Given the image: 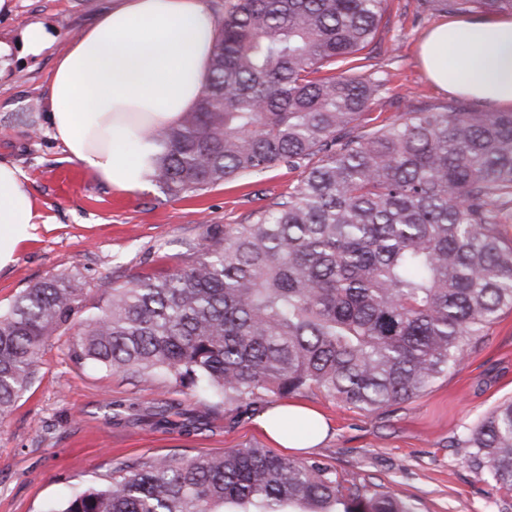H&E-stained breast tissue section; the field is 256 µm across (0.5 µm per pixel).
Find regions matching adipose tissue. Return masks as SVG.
<instances>
[{"label":"adipose tissue","instance_id":"obj_1","mask_svg":"<svg viewBox=\"0 0 512 512\" xmlns=\"http://www.w3.org/2000/svg\"><path fill=\"white\" fill-rule=\"evenodd\" d=\"M217 24L204 0H114L70 36L49 81L44 124L66 160L80 163L115 192L143 189L159 152L150 134L177 126L205 89ZM56 38L30 22L17 43L0 41V72L15 51L37 57ZM420 57L436 86L491 109L512 108V17L443 23L425 37ZM44 218L19 166L0 159V271L17 260ZM261 426L282 447L300 451L326 435L321 414L276 405Z\"/></svg>","mask_w":512,"mask_h":512}]
</instances>
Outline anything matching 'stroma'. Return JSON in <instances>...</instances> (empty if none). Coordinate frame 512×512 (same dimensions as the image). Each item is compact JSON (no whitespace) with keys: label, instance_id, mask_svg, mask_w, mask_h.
<instances>
[{"label":"stroma","instance_id":"stroma-1","mask_svg":"<svg viewBox=\"0 0 512 512\" xmlns=\"http://www.w3.org/2000/svg\"><path fill=\"white\" fill-rule=\"evenodd\" d=\"M111 0H16L0 19V40L13 42L22 27H55L57 46L92 24ZM418 0H388L374 42L363 55L384 85L366 115L368 127L391 121L405 105H441L452 93L435 86L420 62L430 28L451 21ZM54 52L22 55L0 73V157L30 179L45 224L0 273V311L35 283L71 276L88 306L103 304L114 285L141 272L166 273L200 254L207 225L245 221L273 197L288 192L301 170L275 166L177 199L158 183L119 195L86 178L58 198L52 178L60 148L43 124ZM76 329L58 333L42 349L32 386L0 417V512H48L74 491L102 483L117 460L156 456L220 455L230 448H282L260 428L261 406L228 411L200 393L164 378L142 379L78 361ZM512 396V311L502 312L462 366L450 369L424 394L366 412L320 393L296 396L318 410L329 430L305 457L338 470L396 486L417 512H505L490 476L476 475L452 443L500 401Z\"/></svg>","mask_w":512,"mask_h":512}]
</instances>
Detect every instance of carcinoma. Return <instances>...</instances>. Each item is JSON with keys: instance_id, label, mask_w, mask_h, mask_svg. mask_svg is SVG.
I'll list each match as a JSON object with an SVG mask.
<instances>
[{"instance_id": "carcinoma-1", "label": "carcinoma", "mask_w": 512, "mask_h": 512, "mask_svg": "<svg viewBox=\"0 0 512 512\" xmlns=\"http://www.w3.org/2000/svg\"><path fill=\"white\" fill-rule=\"evenodd\" d=\"M512 14V0H435ZM387 0H224L195 110L155 134L175 198L304 169L243 224L208 226L201 256L112 288L96 311L53 277L0 313V416L48 338L82 318L74 356L200 391L215 407L319 391L375 412L425 393L512 311V112L407 106L361 129L382 79L360 64ZM512 493V397L454 441ZM58 512H416L391 487L263 448L116 461Z\"/></svg>"}]
</instances>
